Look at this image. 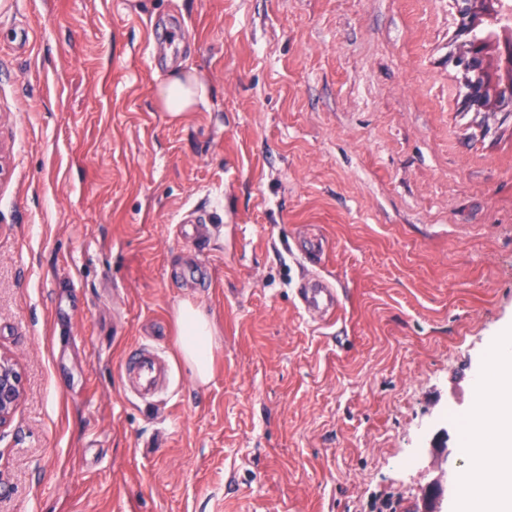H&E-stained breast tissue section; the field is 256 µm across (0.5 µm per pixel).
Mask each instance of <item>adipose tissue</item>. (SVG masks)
I'll use <instances>...</instances> for the list:
<instances>
[{"instance_id": "obj_1", "label": "adipose tissue", "mask_w": 512, "mask_h": 512, "mask_svg": "<svg viewBox=\"0 0 512 512\" xmlns=\"http://www.w3.org/2000/svg\"><path fill=\"white\" fill-rule=\"evenodd\" d=\"M206 86L197 76L179 73L158 90L163 111L180 114L205 103ZM177 347L192 369L194 379L207 383L215 347L213 323L204 309L185 299L175 308ZM492 362L480 369L476 380L481 415L469 423V489L454 512H512V335L496 339Z\"/></svg>"}]
</instances>
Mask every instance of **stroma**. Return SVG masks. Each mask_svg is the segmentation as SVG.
Segmentation results:
<instances>
[{"mask_svg":"<svg viewBox=\"0 0 512 512\" xmlns=\"http://www.w3.org/2000/svg\"><path fill=\"white\" fill-rule=\"evenodd\" d=\"M458 21L452 0H0V352L23 383L0 512H418L430 438L458 447L445 412L471 414L512 330V115L464 108ZM178 67L208 98L173 116ZM313 224L328 326L295 304ZM186 298L216 331L203 386ZM138 344L173 366L147 403L121 376ZM175 321L179 336L178 351L191 367L194 379L205 384L210 379L215 347L213 323L204 309L190 299L178 303Z\"/></svg>","mask_w":512,"mask_h":512,"instance_id":"obj_1","label":"stroma"}]
</instances>
